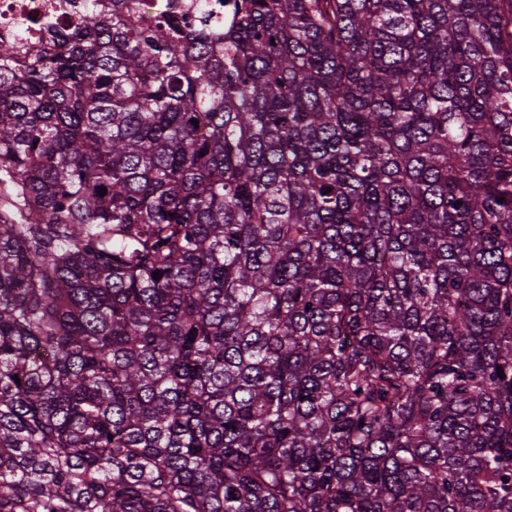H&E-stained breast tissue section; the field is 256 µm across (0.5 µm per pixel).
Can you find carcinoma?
I'll list each match as a JSON object with an SVG mask.
<instances>
[{
    "label": "carcinoma",
    "mask_w": 512,
    "mask_h": 512,
    "mask_svg": "<svg viewBox=\"0 0 512 512\" xmlns=\"http://www.w3.org/2000/svg\"><path fill=\"white\" fill-rule=\"evenodd\" d=\"M196 8L0 49V512H512V0Z\"/></svg>",
    "instance_id": "1"
}]
</instances>
